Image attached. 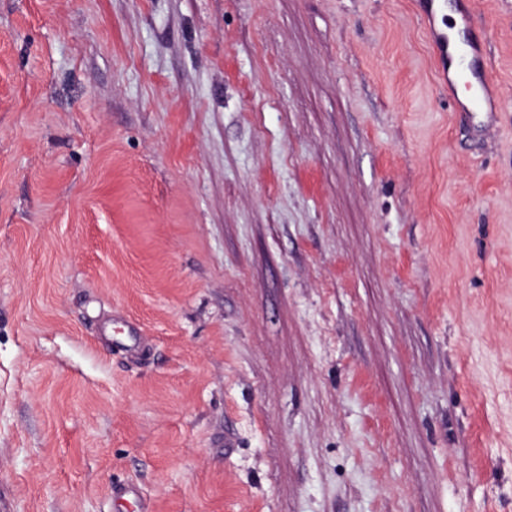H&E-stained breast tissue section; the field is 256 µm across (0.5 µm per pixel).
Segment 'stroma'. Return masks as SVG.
<instances>
[{"instance_id":"obj_1","label":"stroma","mask_w":512,"mask_h":512,"mask_svg":"<svg viewBox=\"0 0 512 512\" xmlns=\"http://www.w3.org/2000/svg\"><path fill=\"white\" fill-rule=\"evenodd\" d=\"M420 10L0 0L11 512H512V0L473 135Z\"/></svg>"}]
</instances>
